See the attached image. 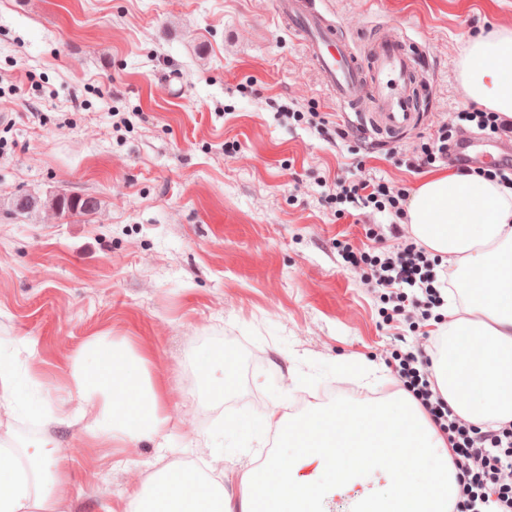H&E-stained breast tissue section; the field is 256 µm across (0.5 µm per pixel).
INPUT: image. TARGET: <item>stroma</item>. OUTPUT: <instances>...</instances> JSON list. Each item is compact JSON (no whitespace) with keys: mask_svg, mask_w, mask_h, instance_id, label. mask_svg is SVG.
Instances as JSON below:
<instances>
[{"mask_svg":"<svg viewBox=\"0 0 512 512\" xmlns=\"http://www.w3.org/2000/svg\"><path fill=\"white\" fill-rule=\"evenodd\" d=\"M348 36L385 25L425 45L431 100L420 125L358 160L295 112H339L276 0H0V358L42 409L0 410L13 445L70 450L59 512H125L131 493L176 459L239 492L248 452H270L263 416L336 403L343 362L387 365L417 335L383 320L377 294L346 264L371 248L386 213L336 217L326 196L364 165L415 190L407 152L467 107L460 61L487 27L512 28V0H330ZM90 195V215L11 210L20 194ZM94 336L149 351L163 388L167 450L97 445L69 376ZM237 354L236 386L212 398L199 361ZM250 429H241V422Z\"/></svg>","mask_w":512,"mask_h":512,"instance_id":"35a3bbf8","label":"stroma"}]
</instances>
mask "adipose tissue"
<instances>
[{"label":"adipose tissue","mask_w":512,"mask_h":512,"mask_svg":"<svg viewBox=\"0 0 512 512\" xmlns=\"http://www.w3.org/2000/svg\"><path fill=\"white\" fill-rule=\"evenodd\" d=\"M461 80L470 100L512 120V29L473 36ZM407 216L416 241L452 265L469 291L466 316L448 309V347L432 366L437 390L471 422L512 421V188L440 172L416 188ZM150 365L148 353L103 336L76 351L72 380L93 442L152 441L165 429ZM264 425L288 454L248 463L237 497L173 463L131 495L127 512H330L339 495L350 498L352 512H453L448 439L408 392L291 419L273 409ZM68 492L66 455L0 443V512H57Z\"/></svg>","instance_id":"1"}]
</instances>
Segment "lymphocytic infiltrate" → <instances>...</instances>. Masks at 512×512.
Wrapping results in <instances>:
<instances>
[{
    "mask_svg": "<svg viewBox=\"0 0 512 512\" xmlns=\"http://www.w3.org/2000/svg\"><path fill=\"white\" fill-rule=\"evenodd\" d=\"M473 128L487 136H512V121L491 111L463 108L449 113L436 135L422 144L415 166L447 162L449 145L460 133ZM328 199L336 205L392 215L389 226L369 225L366 234L375 240L390 234L397 241L396 247L357 252L346 246L342 257L351 266L363 267L365 282L390 307L387 319L402 318L412 329L429 321L434 309L444 305V294L453 290L454 284L450 275L440 274V258L413 237L406 222V190L370 176L340 178ZM440 344V337L428 336L407 351L392 353L394 375L448 437L457 472L456 512H512V422L476 424L452 409L429 373Z\"/></svg>",
    "mask_w": 512,
    "mask_h": 512,
    "instance_id": "f902f5d3",
    "label": "lymphocytic infiltrate"
}]
</instances>
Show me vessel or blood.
I'll list each match as a JSON object with an SVG mask.
<instances>
[{
  "label": "vessel or blood",
  "mask_w": 512,
  "mask_h": 512,
  "mask_svg": "<svg viewBox=\"0 0 512 512\" xmlns=\"http://www.w3.org/2000/svg\"><path fill=\"white\" fill-rule=\"evenodd\" d=\"M325 3L277 0V14L301 34L316 72L338 105L353 114L354 127L393 140L417 126L428 81L425 56L385 29L368 39L366 52H357L354 39L340 35ZM455 152L469 165L483 164L488 155L485 143L467 133Z\"/></svg>",
  "instance_id": "1"
}]
</instances>
